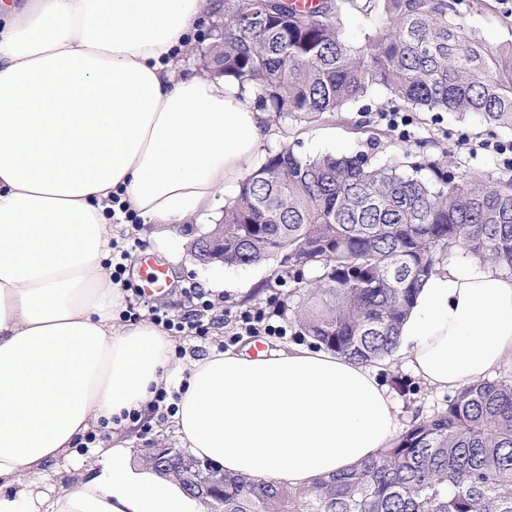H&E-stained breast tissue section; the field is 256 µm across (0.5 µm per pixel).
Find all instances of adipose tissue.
I'll list each match as a JSON object with an SVG mask.
<instances>
[{"mask_svg": "<svg viewBox=\"0 0 512 512\" xmlns=\"http://www.w3.org/2000/svg\"><path fill=\"white\" fill-rule=\"evenodd\" d=\"M222 0L0 4V512H204L132 464L130 411L177 371L173 341L124 320L107 264L126 217L177 230L230 202L264 153L249 89L195 72L189 35ZM410 368L454 390L512 358V276L439 268L400 330ZM230 475L306 488L401 428L375 370L296 345L191 360L171 417ZM106 424L93 474L50 494L49 463Z\"/></svg>", "mask_w": 512, "mask_h": 512, "instance_id": "1", "label": "adipose tissue"}]
</instances>
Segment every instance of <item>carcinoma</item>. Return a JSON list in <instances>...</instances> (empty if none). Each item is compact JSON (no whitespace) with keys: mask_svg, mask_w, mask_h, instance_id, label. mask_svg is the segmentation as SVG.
<instances>
[{"mask_svg":"<svg viewBox=\"0 0 512 512\" xmlns=\"http://www.w3.org/2000/svg\"><path fill=\"white\" fill-rule=\"evenodd\" d=\"M484 0H224V41L206 72L249 86L255 106L299 124L369 99L382 112L474 115L512 131V39L491 50L466 18ZM362 19L343 34V17ZM226 266L270 259L302 284L300 334L350 361L389 359L421 285L444 256L512 271V178L456 176L426 157L405 167L363 151H269L210 232ZM143 462L178 480L207 512H512V377L483 379L413 421L378 454L306 489L230 476L219 465L151 448ZM223 478L197 491L188 479Z\"/></svg>","mask_w":512,"mask_h":512,"instance_id":"obj_1","label":"carcinoma"}]
</instances>
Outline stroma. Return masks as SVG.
<instances>
[{"label":"stroma","instance_id":"1","mask_svg":"<svg viewBox=\"0 0 512 512\" xmlns=\"http://www.w3.org/2000/svg\"><path fill=\"white\" fill-rule=\"evenodd\" d=\"M488 8L472 13L468 24L475 35L489 46H497L512 32L504 21L512 16V0H489ZM436 145L420 146L416 140L403 139L379 121L376 113L361 111L352 106L335 115H323L317 122L308 125L291 124L283 119L272 126L269 148L293 147L295 152L317 154L324 152H350L362 150L375 155L383 162H415L430 153L448 166L455 174H504L508 168L493 147L499 142L512 141V132L484 125L475 116L461 117L455 113H444L440 124L434 126ZM216 221L204 217L192 224L188 231L168 233L159 224L138 225L134 242L128 243V268L124 274L125 292L129 303L135 304L140 315H147L149 307L156 306L169 315L180 317L192 315L196 301L191 288L201 281L219 278L227 282L224 292L214 295L212 315L217 326L208 340L181 335L176 337L177 350L199 356L216 349L219 343L229 340L223 333L225 318L246 310L279 309L288 326L286 336L266 337L268 349L285 350L297 344L295 310L304 300V291L278 283L274 277L276 261L270 260L249 267L203 266L188 254L187 244L200 233L214 228ZM152 256L165 267L169 275V288L164 296L154 297L138 293L141 279L134 267L144 256ZM375 369L381 383L385 384L398 405L404 423L415 418L429 416L444 408L447 393L434 390L407 366L402 353H395L390 360L376 363ZM131 458L139 460L146 448H176L180 441L169 424L167 414H160L149 428L135 426L129 430ZM93 449L75 448L71 457L53 464L47 486L54 491L68 489L86 476L90 462L95 461Z\"/></svg>","mask_w":512,"mask_h":512}]
</instances>
